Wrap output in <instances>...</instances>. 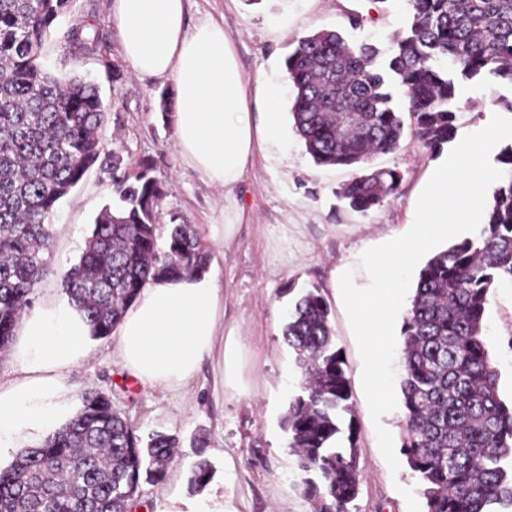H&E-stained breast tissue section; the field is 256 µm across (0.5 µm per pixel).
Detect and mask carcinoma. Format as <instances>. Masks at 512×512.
I'll list each match as a JSON object with an SVG mask.
<instances>
[{
  "instance_id": "obj_1",
  "label": "carcinoma",
  "mask_w": 512,
  "mask_h": 512,
  "mask_svg": "<svg viewBox=\"0 0 512 512\" xmlns=\"http://www.w3.org/2000/svg\"><path fill=\"white\" fill-rule=\"evenodd\" d=\"M73 0H0V352L37 284L50 272L48 219L91 169L112 185L115 201L95 217L78 263L63 274L69 301L91 337L104 339L150 279L196 274L210 255L195 225L171 224L164 247L165 184L153 165L130 169L100 134L99 88L58 79L40 62L56 21ZM405 31L385 56L322 30L297 41L285 59L293 88V127L321 166L354 170L337 197L367 214L402 183L373 158L400 149L405 128L429 156L455 138L450 103L457 86L492 76L512 85V0H409ZM74 58L99 57L112 71L97 27L75 20L62 34ZM408 100L410 124L394 102ZM497 161L504 176L491 191L479 232L427 260L419 270L401 328L404 432L400 453L425 512H500L512 507V404L499 392V371L485 334L488 292L512 283V144ZM329 310L316 289L288 309L283 342L305 371L289 400L285 427L295 476L313 512H350L360 489L354 413L344 360ZM177 440L143 438L114 408L112 395L88 392L82 406L40 447L0 468V512H137L141 484L160 483ZM213 476L198 460L191 489Z\"/></svg>"
}]
</instances>
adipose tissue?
Returning a JSON list of instances; mask_svg holds the SVG:
<instances>
[{"label":"adipose tissue","instance_id":"obj_1","mask_svg":"<svg viewBox=\"0 0 512 512\" xmlns=\"http://www.w3.org/2000/svg\"><path fill=\"white\" fill-rule=\"evenodd\" d=\"M186 5L113 0L112 18L133 70L172 81L178 152L204 182L223 189L224 222L215 233L225 243L241 211L235 190L256 148L282 135L279 91L267 82L249 88L223 25L188 27ZM113 338L119 367L141 387L178 389L208 359L222 380H236L238 344L224 336V295L211 273L148 281ZM90 353V329L73 305L49 295L23 315L10 373L0 378V460L38 447L73 417L71 375ZM156 512H225L224 493L211 483L193 498L174 491Z\"/></svg>","mask_w":512,"mask_h":512}]
</instances>
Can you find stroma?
<instances>
[{
	"instance_id": "35a3bbf8",
	"label": "stroma",
	"mask_w": 512,
	"mask_h": 512,
	"mask_svg": "<svg viewBox=\"0 0 512 512\" xmlns=\"http://www.w3.org/2000/svg\"><path fill=\"white\" fill-rule=\"evenodd\" d=\"M113 0H76L74 14L93 11L105 39L107 55L123 66L125 77L113 81L94 58L68 55L61 36L69 17H61L47 42L42 62L55 75H79L97 84L112 110L102 137L107 149L125 162L151 159L156 176L167 187L164 223L196 226L211 254V270L224 293V329L239 343L237 375L241 389L222 387L214 363L181 390L159 392L136 387L124 377L112 356V339L93 341L89 358L71 376L75 397L101 390L111 393L117 409L139 435L160 430L180 440L177 462L166 480L145 483L141 497L156 504L168 490H187L198 455L213 466L212 481L224 487V503L235 512H313L311 502L294 484V457L283 419L289 399L303 379L295 354L282 340L286 314L296 292L319 289L330 310L337 349L346 362L361 475L355 512H425L424 500L407 466L391 472L382 456L361 374L362 361L333 276L353 270L357 286L369 285L360 263L362 253L406 233L412 208L424 187L433 159L412 137H404L393 154L374 158L377 167L403 175L396 193L368 214L346 209L336 192L350 170L316 165L293 127L291 87L284 59L298 39L323 29L342 34L351 46L371 44L387 50L391 38L405 30L407 0H188L190 23H222L232 37L249 82L263 80L280 91L283 136L262 145L237 190L243 206L233 240L214 243L209 227L223 221L224 192L203 182L182 162L175 141V93L171 80L141 76L126 66L112 18ZM360 14L361 26L350 24ZM474 95L452 103L457 136L484 128L499 108L492 95H512V86L491 78L474 82ZM112 187L90 171L51 216L54 234L52 274L35 288L63 296L61 275L76 264L99 211L111 201ZM486 329L490 355L500 372V394L512 399V284L490 288ZM204 438L197 451L195 438Z\"/></svg>"
}]
</instances>
